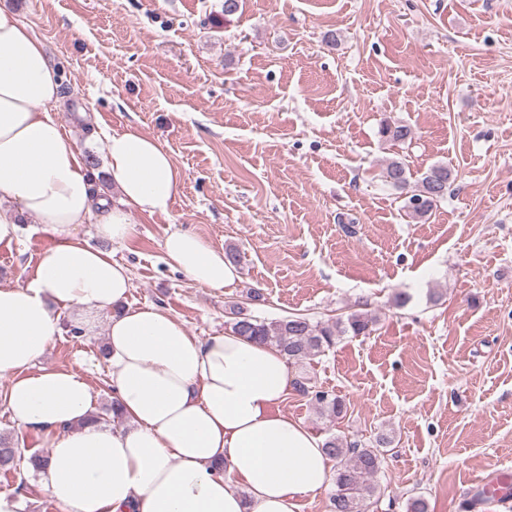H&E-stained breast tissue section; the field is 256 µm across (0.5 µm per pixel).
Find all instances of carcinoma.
<instances>
[{"mask_svg":"<svg viewBox=\"0 0 512 512\" xmlns=\"http://www.w3.org/2000/svg\"><path fill=\"white\" fill-rule=\"evenodd\" d=\"M380 135L394 142L411 138V130L405 125H381ZM385 181L394 189L404 192L410 187L409 170L397 159L390 160L383 171ZM451 171L439 164L431 167L421 178L414 193L408 196L407 215L421 219L432 212L437 202L448 194ZM376 321L367 310H355L346 319L316 321L293 314L267 322L248 315L237 304L229 308L227 325L231 332L278 350L289 363L312 361L325 354L341 336H366ZM294 389L309 400L319 411L331 418H340L347 411L346 403L333 393L314 389L310 379L302 377L294 381ZM390 440L380 437L373 442L347 441L329 437L323 444L326 455L336 460V490L332 496L331 512H368L377 487L374 476L381 468ZM20 458L18 448L0 438V470L16 469Z\"/></svg>","mask_w":512,"mask_h":512,"instance_id":"cac0c4a2","label":"carcinoma"}]
</instances>
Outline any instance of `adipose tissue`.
<instances>
[{"mask_svg":"<svg viewBox=\"0 0 512 512\" xmlns=\"http://www.w3.org/2000/svg\"><path fill=\"white\" fill-rule=\"evenodd\" d=\"M63 73L43 42L0 6V245L23 216L55 243L25 283L0 287V378L18 426L51 450L39 470L65 512H297L321 492L331 465L321 440L277 409L292 386L274 348L227 332L204 339L153 306L126 304L128 268L77 234H132L131 213H167L181 174L155 139L126 129L105 137L112 186L94 189L69 133L51 117ZM170 262L212 289L238 277L223 250L193 231L164 241ZM69 315L83 335L106 325L113 398L126 424L91 421L93 392L79 373L42 366ZM108 323H101V316Z\"/></svg>","mask_w":512,"mask_h":512,"instance_id":"ef3b65f1","label":"adipose tissue"}]
</instances>
